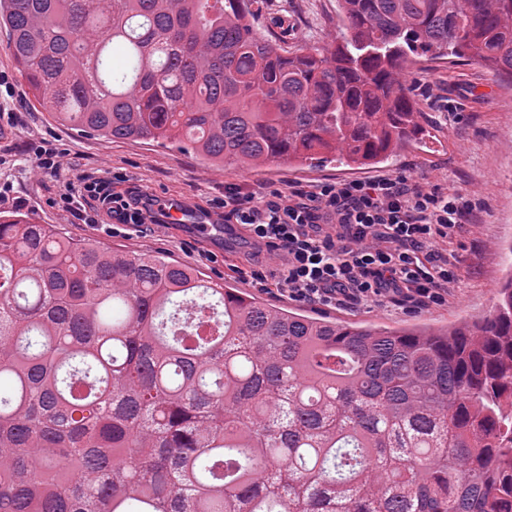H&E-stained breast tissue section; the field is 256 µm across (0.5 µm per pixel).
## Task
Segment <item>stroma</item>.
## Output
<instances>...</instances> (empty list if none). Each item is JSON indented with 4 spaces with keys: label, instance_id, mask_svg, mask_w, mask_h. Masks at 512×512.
Listing matches in <instances>:
<instances>
[{
    "label": "stroma",
    "instance_id": "35a3bbf8",
    "mask_svg": "<svg viewBox=\"0 0 512 512\" xmlns=\"http://www.w3.org/2000/svg\"><path fill=\"white\" fill-rule=\"evenodd\" d=\"M254 26L258 35L272 34L297 47L323 49L343 37L337 0H259ZM405 77L414 86L428 134L372 168L335 162L312 169L285 164L249 170L206 167L191 152L174 147L85 135L54 121L38 101L24 99L21 122L0 126V211L31 212L75 238L197 266L205 280L230 284L266 303L312 317L386 328L440 327L479 319L489 313L512 275V86L473 60L453 64L421 57ZM42 140L62 152L65 164L59 173L44 172L34 163L29 147ZM107 170L122 175L118 191L146 192L161 202L174 196L187 208L208 210L219 221L224 218V187L230 183L268 198L321 183L399 174L464 194L475 208L448 244L458 260V281L447 303L423 308L394 302L324 306L254 287L251 270L275 268L280 258L274 251L256 253L244 236H231L220 247L171 225L125 235L101 224L82 223L59 207L66 184Z\"/></svg>",
    "mask_w": 512,
    "mask_h": 512
}]
</instances>
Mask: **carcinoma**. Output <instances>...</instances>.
<instances>
[{
	"label": "carcinoma",
	"mask_w": 512,
	"mask_h": 512,
	"mask_svg": "<svg viewBox=\"0 0 512 512\" xmlns=\"http://www.w3.org/2000/svg\"><path fill=\"white\" fill-rule=\"evenodd\" d=\"M0 0L53 120L207 166L366 168L425 131L412 57L512 83V0ZM0 512H512V283L445 328L315 319L0 212ZM258 35L274 34L289 46L323 49L342 40L337 0H257Z\"/></svg>",
	"instance_id": "carcinoma-1"
}]
</instances>
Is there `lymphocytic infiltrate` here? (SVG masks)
Here are the masks:
<instances>
[{
  "label": "lymphocytic infiltrate",
  "instance_id": "f902f5d3",
  "mask_svg": "<svg viewBox=\"0 0 512 512\" xmlns=\"http://www.w3.org/2000/svg\"><path fill=\"white\" fill-rule=\"evenodd\" d=\"M120 175L83 178L59 200L84 223L140 230L163 224L148 194L116 191ZM224 221L241 225L256 246L281 250L261 287L327 306L399 301L416 307L447 302L457 280L448 242L471 204L462 194L400 174L296 189L270 199L224 187Z\"/></svg>",
  "mask_w": 512,
  "mask_h": 512
}]
</instances>
